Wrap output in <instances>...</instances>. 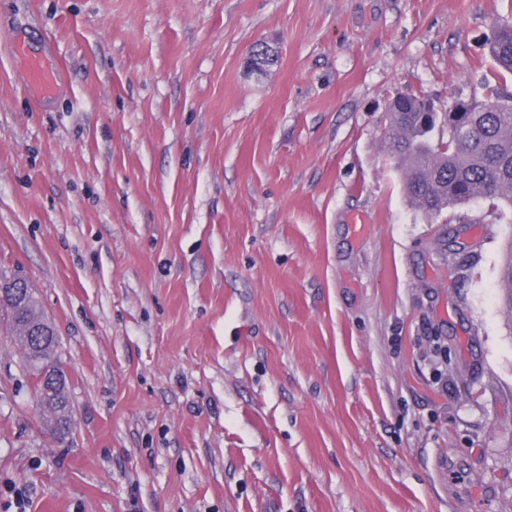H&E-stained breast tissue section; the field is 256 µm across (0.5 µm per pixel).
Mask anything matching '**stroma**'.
<instances>
[{"label": "stroma", "mask_w": 512, "mask_h": 512, "mask_svg": "<svg viewBox=\"0 0 512 512\" xmlns=\"http://www.w3.org/2000/svg\"><path fill=\"white\" fill-rule=\"evenodd\" d=\"M510 18L0 0V273L71 401L60 440L0 325V512H512V223L428 221L383 147L396 92L481 96ZM11 48L22 58L31 88L40 96H51L55 90L56 77L44 58L29 54L19 43H13Z\"/></svg>", "instance_id": "35a3bbf8"}]
</instances>
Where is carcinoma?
Segmentation results:
<instances>
[{"label":"carcinoma","instance_id":"carcinoma-1","mask_svg":"<svg viewBox=\"0 0 512 512\" xmlns=\"http://www.w3.org/2000/svg\"><path fill=\"white\" fill-rule=\"evenodd\" d=\"M485 47L499 72L512 73V22L499 21ZM462 115L436 112L421 93H399L388 105L390 126L384 146L401 170L404 192L416 209L436 221L485 223L482 214L472 221L454 210L484 202L499 224L512 209V97L493 89L482 98L461 100ZM0 320L9 325L16 349L29 375L39 378L44 396L39 401L44 421L53 433L70 426V398L66 376L56 378L57 344L30 336L33 325L44 320L31 295L16 307L12 287L0 286Z\"/></svg>","mask_w":512,"mask_h":512}]
</instances>
